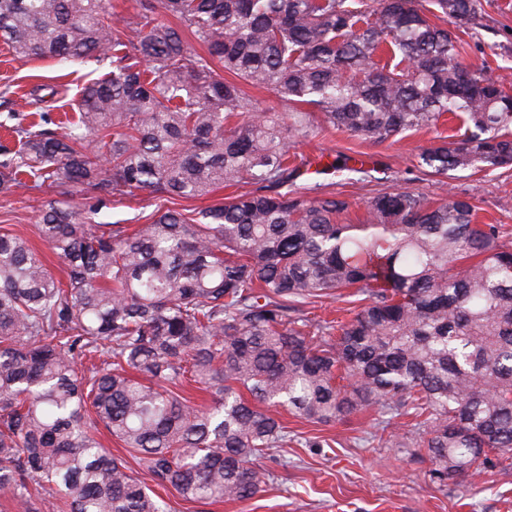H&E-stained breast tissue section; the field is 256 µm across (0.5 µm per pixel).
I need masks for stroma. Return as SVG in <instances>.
I'll list each match as a JSON object with an SVG mask.
<instances>
[{
  "instance_id": "1",
  "label": "stroma",
  "mask_w": 512,
  "mask_h": 512,
  "mask_svg": "<svg viewBox=\"0 0 512 512\" xmlns=\"http://www.w3.org/2000/svg\"><path fill=\"white\" fill-rule=\"evenodd\" d=\"M466 62L488 60L498 76L512 84V0H482L477 24L468 37ZM108 63L90 58L81 62L26 59L12 54L0 42V90L9 89L10 106L0 105V124L11 114L32 117L46 112L63 124L70 102L81 88L108 72ZM456 120L440 121L436 128L405 131L383 142L342 131L318 130L291 145L292 153L330 161L351 157L359 172L350 176L320 174L316 180L326 196L347 199L351 222L364 214L367 200L377 194L410 190L436 202L448 192L471 200L481 222L502 227L503 240L512 243V167L487 174L466 172L444 178L423 175L418 155L423 148L451 135ZM236 188L223 187L195 199H161L140 192L107 203L93 215L96 224H146L157 209H171L195 217L208 206L230 200ZM99 196L84 185L71 194L42 186L0 192V229L23 235L37 244L53 273L62 264L36 233L42 208L61 199L73 209H84ZM284 421L295 440L283 449L286 466L276 467L273 483L243 502L203 504L183 500L173 488L160 493L170 512H512V467L497 468L479 480L475 490L463 492L456 484L439 486L429 475L431 463L421 448H384L371 441L372 414L336 423L309 422L292 414Z\"/></svg>"
}]
</instances>
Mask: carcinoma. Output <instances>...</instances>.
<instances>
[{
	"label": "carcinoma",
	"instance_id": "cac0c4a2",
	"mask_svg": "<svg viewBox=\"0 0 512 512\" xmlns=\"http://www.w3.org/2000/svg\"><path fill=\"white\" fill-rule=\"evenodd\" d=\"M357 2L142 0L117 30L110 0H0L16 55L112 63L65 132L46 113L11 127L20 147L0 146V191L23 175L109 197L251 186L191 223L166 210L134 230L51 202L36 228L63 279L0 233L1 494L26 509L36 478L45 512H165L101 447L102 427L186 501L249 500L290 442L281 408L317 423L372 412V437L426 449L442 485L512 451L500 225L456 194L434 204L405 190L371 197L349 224L346 200L293 188L289 143L321 126L381 142L450 113L465 131L421 151L424 174L512 164V93L488 62H464L460 34L482 0H427L434 22L418 0ZM243 82L286 110L253 111ZM343 288L363 296L347 322L298 314ZM191 382L219 399L190 405L174 388Z\"/></svg>",
	"mask_w": 512,
	"mask_h": 512
}]
</instances>
